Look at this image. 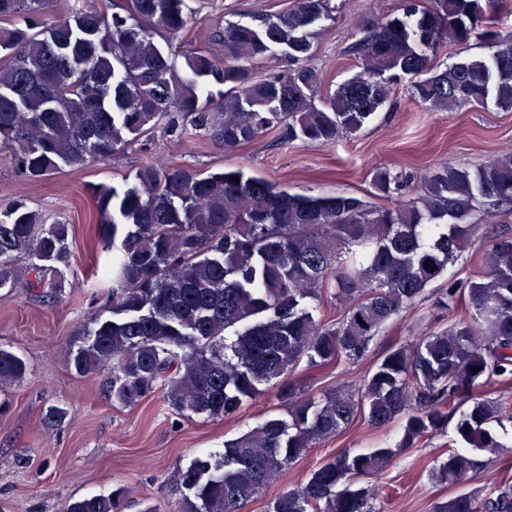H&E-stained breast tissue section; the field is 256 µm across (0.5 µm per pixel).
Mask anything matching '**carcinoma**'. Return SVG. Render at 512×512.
Returning <instances> with one entry per match:
<instances>
[{"instance_id": "carcinoma-1", "label": "carcinoma", "mask_w": 512, "mask_h": 512, "mask_svg": "<svg viewBox=\"0 0 512 512\" xmlns=\"http://www.w3.org/2000/svg\"><path fill=\"white\" fill-rule=\"evenodd\" d=\"M493 3L400 0L398 13L359 22V71L318 107L310 26L328 15L329 0H295L275 17L225 25L216 33L224 62L191 54L185 78L155 41L185 29V0H123L113 12L107 4L50 19L49 0H0V18L18 20L0 28V50L12 56L0 67V146L10 149L18 178L37 181L107 161L160 124L176 139L201 130L226 151L275 128L290 142L330 145L360 131L404 79L431 110L490 98L512 109V32L489 17ZM473 39L492 55L435 63L441 42ZM276 49L287 65L258 75L255 65ZM207 78L224 91L213 95ZM371 185L390 205L292 194L239 169L153 165L120 193L107 186L95 193L112 293L72 353L74 374L106 372L112 402L124 407L159 395L178 414L226 417L265 391L287 406L177 467L182 498L174 512H244L311 449L359 421L372 428L399 421L400 438L392 448L336 453L278 494L270 512H371L382 492L374 480L451 419L461 449L437 461L434 481L470 484L475 456L506 449L496 427L512 415L485 386L512 385V236L484 237L481 281L454 279L439 289L445 322L382 350L357 392L303 397L300 365L364 361L389 321L419 310L448 265L470 262L479 233L472 214L512 204V157L473 170L448 162L420 176L380 167ZM411 185L417 196L404 202ZM69 231L15 206L0 220V288L26 274L35 296L58 297ZM325 294L339 308L334 320L306 303ZM27 371L21 356L0 348L1 387ZM124 497L119 487L73 499L64 512H122ZM432 512H512V493L457 492Z\"/></svg>"}]
</instances>
